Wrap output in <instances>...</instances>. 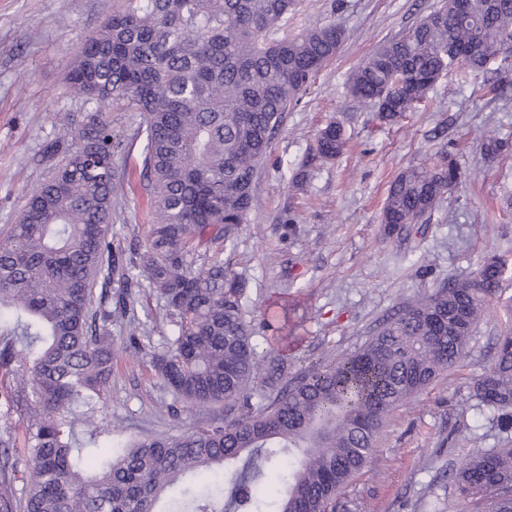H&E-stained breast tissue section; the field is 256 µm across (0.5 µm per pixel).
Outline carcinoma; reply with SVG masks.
I'll use <instances>...</instances> for the list:
<instances>
[{
  "instance_id": "1",
  "label": "carcinoma",
  "mask_w": 512,
  "mask_h": 512,
  "mask_svg": "<svg viewBox=\"0 0 512 512\" xmlns=\"http://www.w3.org/2000/svg\"><path fill=\"white\" fill-rule=\"evenodd\" d=\"M297 0H112V15L71 63L72 91L98 105L50 148L65 159L28 197L0 241V329L25 336L0 348L23 366L27 455L0 467V512H162L190 474L196 490L167 512H329L375 462L390 414L461 365L500 288L497 259L474 276L403 304L354 352L288 374L260 349L224 270L226 230L248 223L253 183L288 106L339 52L344 30L319 23L284 34ZM474 14L442 3L354 68L349 90L384 122L413 111L443 75L512 70V0H474ZM140 115L151 176L152 231L139 263L112 254V201L123 190L113 158L121 132L100 109ZM342 127L323 128L316 155L340 156ZM460 179L453 161L409 167L390 184L381 223L416 224ZM147 283L166 303L173 334L152 356L163 386L199 409L224 410L178 434L126 444L79 442L64 428L93 407L124 345L112 336L113 277ZM478 405L512 429V334L493 346L472 383ZM27 473L16 496L14 472ZM471 512H512V448L468 458L455 477Z\"/></svg>"
}]
</instances>
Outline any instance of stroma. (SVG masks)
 I'll list each match as a JSON object with an SVG mask.
<instances>
[{"label":"stroma","instance_id":"obj_1","mask_svg":"<svg viewBox=\"0 0 512 512\" xmlns=\"http://www.w3.org/2000/svg\"><path fill=\"white\" fill-rule=\"evenodd\" d=\"M438 0H303L289 32L336 22L346 40L336 58L292 103L255 179L248 222L223 246L224 267L245 282L246 305L263 346L288 355L298 371L317 357L353 352L404 302L473 276L489 258L505 261L504 284L477 324L462 366L444 372L391 414L373 467L333 505L334 512H467L454 476L470 456L512 447L470 398L492 361L499 336L512 331V153L487 161V131L512 143V72L497 87L442 76L425 102L394 122L355 107L348 79L363 57L425 16ZM112 12V0H0V238L16 224L28 196L51 174V142L66 138L96 103L71 93L66 75L84 39ZM129 147L114 158L130 171L131 190L112 206V252L138 260L151 224L146 208L140 118L105 111ZM339 123L348 138L336 159L314 155L318 132ZM453 161L461 183L430 218L382 224L388 187L410 166ZM134 312L147 336L114 359L106 399L91 415L112 437L179 433L207 412L174 400L152 366L168 345L165 301L134 289ZM20 376L0 368V458L27 447Z\"/></svg>","mask_w":512,"mask_h":512}]
</instances>
